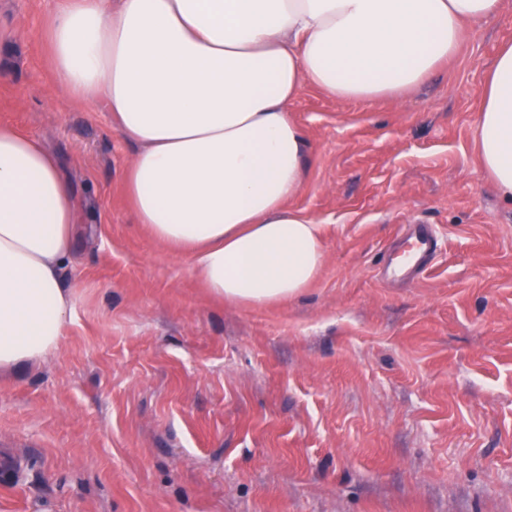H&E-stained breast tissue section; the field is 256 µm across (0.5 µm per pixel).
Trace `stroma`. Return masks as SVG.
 <instances>
[{"instance_id": "1", "label": "stroma", "mask_w": 512, "mask_h": 512, "mask_svg": "<svg viewBox=\"0 0 512 512\" xmlns=\"http://www.w3.org/2000/svg\"><path fill=\"white\" fill-rule=\"evenodd\" d=\"M59 2L0 0V125L58 155L83 224L58 349L0 375V512H512V202L473 142L512 0L405 95L291 104L326 259L263 310L138 224L134 145L56 91ZM406 224L441 252L384 282Z\"/></svg>"}]
</instances>
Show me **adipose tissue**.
Masks as SVG:
<instances>
[{
	"mask_svg": "<svg viewBox=\"0 0 512 512\" xmlns=\"http://www.w3.org/2000/svg\"><path fill=\"white\" fill-rule=\"evenodd\" d=\"M502 0H66L48 36L58 91L136 144L139 224L220 300L264 309L320 277V224L289 203L306 143L289 105L393 95L454 55ZM479 162L512 200V43L481 88ZM81 220L59 161L0 125V372L41 365L73 311L60 276Z\"/></svg>",
	"mask_w": 512,
	"mask_h": 512,
	"instance_id": "adipose-tissue-1",
	"label": "adipose tissue"
}]
</instances>
